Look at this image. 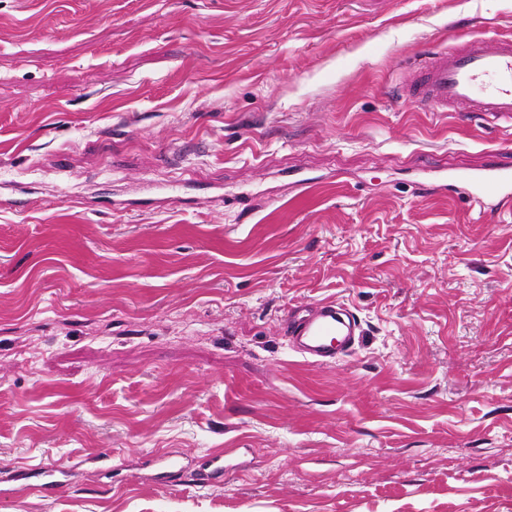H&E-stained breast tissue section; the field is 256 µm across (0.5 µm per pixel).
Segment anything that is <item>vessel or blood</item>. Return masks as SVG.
<instances>
[{
	"instance_id": "b4317fda",
	"label": "vessel or blood",
	"mask_w": 512,
	"mask_h": 512,
	"mask_svg": "<svg viewBox=\"0 0 512 512\" xmlns=\"http://www.w3.org/2000/svg\"><path fill=\"white\" fill-rule=\"evenodd\" d=\"M407 95L418 107L430 112H476L512 118V39H470L465 47L420 59L407 79ZM474 198H483L494 188L498 204L512 203V174L487 171L465 179ZM356 324L344 305L332 298L317 300L311 312L291 316L287 334L305 359L332 364L355 341ZM155 477L171 478L182 468L179 457L153 455ZM197 480L212 485L224 480V455L200 458Z\"/></svg>"
}]
</instances>
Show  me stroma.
I'll return each mask as SVG.
<instances>
[{
    "mask_svg": "<svg viewBox=\"0 0 512 512\" xmlns=\"http://www.w3.org/2000/svg\"><path fill=\"white\" fill-rule=\"evenodd\" d=\"M512 0H0V512H512V119L420 54ZM333 298L335 364L282 317ZM224 451L168 484L152 452ZM470 188L475 199H484L486 188L492 186L497 197V205H511L512 200V174L499 171H487L480 174L469 175L462 179ZM197 481L201 485H212L224 481V453L215 452L198 458Z\"/></svg>",
    "mask_w": 512,
    "mask_h": 512,
    "instance_id": "1",
    "label": "stroma"
}]
</instances>
